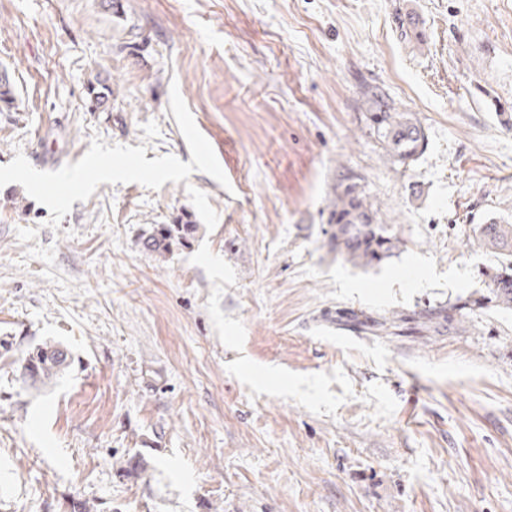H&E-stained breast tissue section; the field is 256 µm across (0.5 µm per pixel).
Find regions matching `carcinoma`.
Here are the masks:
<instances>
[{
	"label": "carcinoma",
	"instance_id": "obj_1",
	"mask_svg": "<svg viewBox=\"0 0 512 512\" xmlns=\"http://www.w3.org/2000/svg\"><path fill=\"white\" fill-rule=\"evenodd\" d=\"M398 27L405 41L425 44L423 26L415 14L407 11L398 15ZM360 103L363 121L389 160L408 167L424 153L428 145L424 127L412 113L396 108L382 87L364 85ZM328 224L332 228L331 250L358 267H374L404 245L391 225L382 220L379 208L361 185V177L345 167L336 178ZM195 230L194 224H160L144 238V244L148 251L164 256L174 244L187 242ZM473 244L510 257L508 263L485 273V277L497 305L512 309V224L492 221L476 225ZM67 367V352L55 344L28 354L24 363L25 373L44 385L53 383Z\"/></svg>",
	"mask_w": 512,
	"mask_h": 512
}]
</instances>
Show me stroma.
<instances>
[{"instance_id": "obj_1", "label": "stroma", "mask_w": 512, "mask_h": 512, "mask_svg": "<svg viewBox=\"0 0 512 512\" xmlns=\"http://www.w3.org/2000/svg\"><path fill=\"white\" fill-rule=\"evenodd\" d=\"M3 68L0 512H512L504 257L467 244L512 222V0H0ZM341 165L379 266L329 247ZM159 224L197 232L162 258ZM397 19L398 27L401 32L400 35L405 41L415 43L417 46H423L425 44L423 24L413 12L407 11L403 14H399ZM360 103L363 121L389 160L408 167L424 153L428 145L424 127L411 112L399 111L382 87L364 85ZM484 276L497 305L512 309V258L501 268L486 272ZM68 367L67 352L58 345L50 344L38 348L25 358V373L43 385L52 384Z\"/></svg>"}]
</instances>
